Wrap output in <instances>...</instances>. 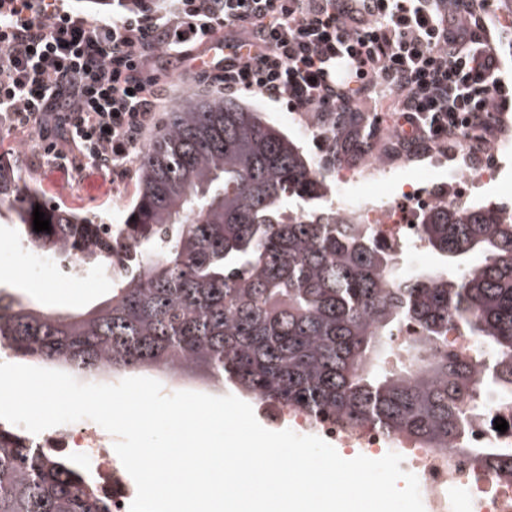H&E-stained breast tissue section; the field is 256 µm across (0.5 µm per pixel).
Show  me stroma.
Returning <instances> with one entry per match:
<instances>
[{"label":"stroma","mask_w":512,"mask_h":512,"mask_svg":"<svg viewBox=\"0 0 512 512\" xmlns=\"http://www.w3.org/2000/svg\"><path fill=\"white\" fill-rule=\"evenodd\" d=\"M158 73L162 99L157 120L144 137L152 139L162 130L170 112L184 99L221 98L220 90L198 81L178 62L160 61ZM239 103L263 112L268 121L295 137L307 158L316 165H327L329 155L316 145L317 131L300 133L289 110L253 96L242 95ZM0 161L18 168L31 178L47 201L81 215H100L105 223H121L130 209L137 190L138 173L130 171L123 183H111L109 177L88 169L75 172L63 168L59 160L44 154L30 133L18 131L0 142ZM26 249L9 227L0 224V283L14 288L17 294L49 308L71 312L86 308L107 298L112 280L91 268H83L80 277L57 279L49 268L27 265Z\"/></svg>","instance_id":"obj_1"}]
</instances>
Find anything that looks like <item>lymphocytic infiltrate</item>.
Wrapping results in <instances>:
<instances>
[{"label": "lymphocytic infiltrate", "mask_w": 512, "mask_h": 512, "mask_svg": "<svg viewBox=\"0 0 512 512\" xmlns=\"http://www.w3.org/2000/svg\"><path fill=\"white\" fill-rule=\"evenodd\" d=\"M89 19L68 0H0V134L113 182L127 177L159 99L155 62L201 61L225 94L333 116L389 91V111L428 140L492 128L512 84L490 44V0H116ZM227 54L208 58L215 31Z\"/></svg>", "instance_id": "lymphocytic-infiltrate-1"}]
</instances>
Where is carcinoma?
<instances>
[{
	"mask_svg": "<svg viewBox=\"0 0 512 512\" xmlns=\"http://www.w3.org/2000/svg\"><path fill=\"white\" fill-rule=\"evenodd\" d=\"M326 184L298 144L233 99H186L141 150L136 198L106 233L47 204L0 165V218L50 258L112 272V295L62 315L0 287L10 358L75 372L199 375L252 400L351 428L375 427L470 454L512 478V448H471L485 390L512 400V212L436 205L420 241L435 259L403 273L401 256L324 203ZM41 206L51 232L33 230ZM456 323L471 358L437 353ZM413 324L416 367H387ZM0 512H112L78 460L0 429Z\"/></svg>",
	"mask_w": 512,
	"mask_h": 512,
	"instance_id": "cac0c4a2",
	"label": "carcinoma"
}]
</instances>
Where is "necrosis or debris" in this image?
<instances>
[{
	"instance_id": "1",
	"label": "necrosis or debris",
	"mask_w": 512,
	"mask_h": 512,
	"mask_svg": "<svg viewBox=\"0 0 512 512\" xmlns=\"http://www.w3.org/2000/svg\"><path fill=\"white\" fill-rule=\"evenodd\" d=\"M435 146H425L434 158L432 166L421 171L418 183L407 186L395 202L385 200L378 190L390 182L398 167L377 152L363 159L337 164L330 177L333 203L368 227L378 239L400 244H418L421 214L436 203L431 183L440 169H447L448 182L456 191V203L474 207L488 202L486 187H497L499 194L512 193V183L504 177V156L512 152L498 136L488 135L485 151L473 167L447 166L436 157ZM506 420V431L494 427L496 418ZM289 429L300 435H314L347 449H362L368 458L378 459L390 452L401 455L400 467L415 474L427 512H512V479L496 477L478 466L468 455L437 450L419 442L385 434L372 428L346 430L333 421L316 422L304 413L288 412ZM35 447L71 451L89 466L110 493L113 512H129L134 491L126 481V470L112 447V436L89 419L64 424L32 435ZM470 445L480 448L512 446V403H502L495 391L485 395L484 414L474 420L468 432Z\"/></svg>"
}]
</instances>
